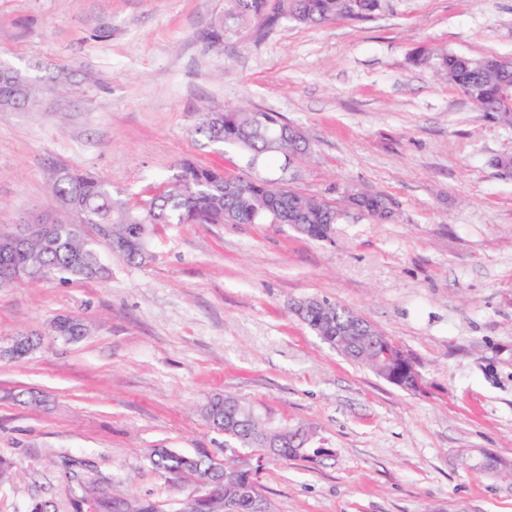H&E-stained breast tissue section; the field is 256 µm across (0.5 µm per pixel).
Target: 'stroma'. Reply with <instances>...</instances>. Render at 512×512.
I'll list each match as a JSON object with an SVG mask.
<instances>
[{
  "label": "stroma",
  "instance_id": "35a3bbf8",
  "mask_svg": "<svg viewBox=\"0 0 512 512\" xmlns=\"http://www.w3.org/2000/svg\"><path fill=\"white\" fill-rule=\"evenodd\" d=\"M423 48L512 57V0H383L367 20L311 26L241 19L235 0H0V62L73 73L37 108L0 109V231L53 217L61 167L134 200L186 158L247 175L195 131L197 107L245 102L311 145L259 174L340 211L323 241L163 224L141 264L100 243L108 278L0 288V345L34 340L0 358V512H101L116 489L179 512L197 484L152 451L223 462L202 410L224 395L320 450L258 471L277 512H512V482L474 468L485 450L512 463V174L497 165L512 125L414 65ZM365 191L388 198L387 219L346 206ZM309 297L390 336L422 391L321 341L292 311ZM62 316L87 334L56 336Z\"/></svg>",
  "mask_w": 512,
  "mask_h": 512
}]
</instances>
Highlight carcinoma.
I'll return each instance as SVG.
<instances>
[{"label": "carcinoma", "instance_id": "carcinoma-1", "mask_svg": "<svg viewBox=\"0 0 512 512\" xmlns=\"http://www.w3.org/2000/svg\"><path fill=\"white\" fill-rule=\"evenodd\" d=\"M382 6V0H287L279 9L300 24H315L339 17L358 20L370 18ZM242 18L259 17L265 0H236ZM483 58L468 57L448 51L435 55L423 51L414 57L417 64L433 65L442 71L465 96L483 97L495 105L497 88L512 82V60L503 59L496 70L482 66ZM70 73L58 69L45 77H32L10 66L0 65V108H33L40 98L56 85L69 81ZM196 131L208 141L237 149L246 158L251 170L271 160L297 159L310 149L302 138L288 137V124L272 112L238 106L224 110L201 107ZM54 206L70 219L51 220L49 226L32 231L25 246L8 257L0 255V264L7 262L25 272L29 281L53 275L64 280L105 278L109 269L102 263L98 242L112 243L124 237L133 225H140V245L116 252L132 263L149 257L148 241L156 224H257L276 218L278 224H294V231L312 238L324 239L328 225L337 222L339 212L314 196L296 192L282 181L269 176H232L218 167L200 166L190 160L180 164L176 173L155 187L150 200L137 206L114 194L112 185L94 174H77L68 168L57 170L48 185ZM110 228L106 237L87 234L85 226ZM323 304L332 313L333 325L324 323L321 310H314L305 324L329 346L349 360L366 366L376 374L388 371L400 349L381 331L374 336H361L355 325L364 318L327 300ZM349 327L345 336H336V324ZM208 423L224 432L241 448L267 447L272 427L261 417H251V407L233 396L213 399L205 408ZM306 431L287 430L275 448V457L291 459L307 449L301 447ZM152 465L169 474H188L194 479L211 478L221 482L224 502H231L235 512H254L251 497L245 492L253 482V472L232 455L224 456V467L216 466L206 453L188 455L170 448L154 449Z\"/></svg>", "mask_w": 512, "mask_h": 512}]
</instances>
